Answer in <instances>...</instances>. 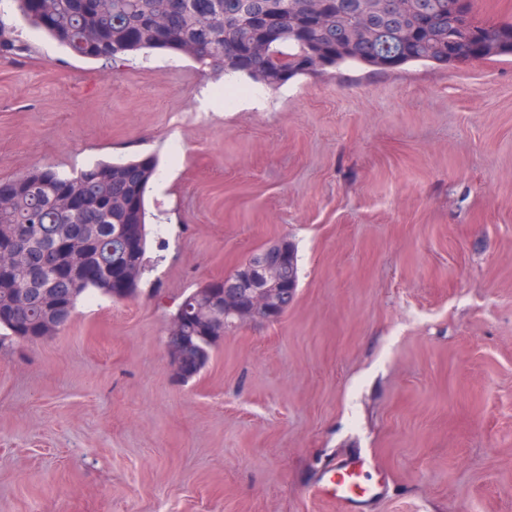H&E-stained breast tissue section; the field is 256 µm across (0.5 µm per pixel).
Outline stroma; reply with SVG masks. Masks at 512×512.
Instances as JSON below:
<instances>
[{
  "label": "stroma",
  "instance_id": "35a3bbf8",
  "mask_svg": "<svg viewBox=\"0 0 512 512\" xmlns=\"http://www.w3.org/2000/svg\"><path fill=\"white\" fill-rule=\"evenodd\" d=\"M7 17L33 51L0 59V184L149 154L162 175L140 295L0 346V512H512L511 55L222 108L191 60L115 68ZM280 240L294 302L181 382L184 293ZM343 460L383 494L314 495Z\"/></svg>",
  "mask_w": 512,
  "mask_h": 512
}]
</instances>
